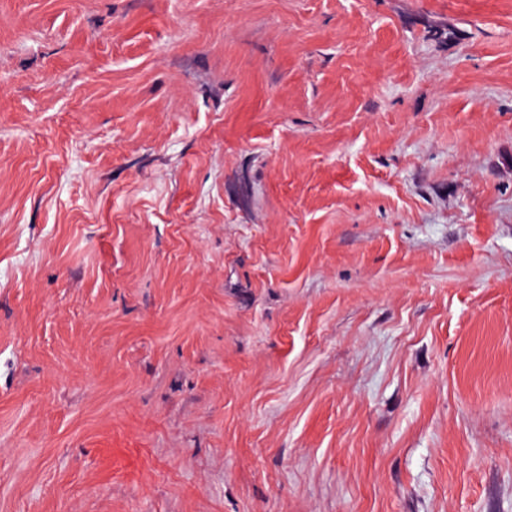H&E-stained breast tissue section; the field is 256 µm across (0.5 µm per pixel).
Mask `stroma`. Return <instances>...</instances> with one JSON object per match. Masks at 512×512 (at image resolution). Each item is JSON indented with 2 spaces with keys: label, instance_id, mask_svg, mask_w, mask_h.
I'll use <instances>...</instances> for the list:
<instances>
[{
  "label": "stroma",
  "instance_id": "1",
  "mask_svg": "<svg viewBox=\"0 0 512 512\" xmlns=\"http://www.w3.org/2000/svg\"><path fill=\"white\" fill-rule=\"evenodd\" d=\"M0 512H512V0H0Z\"/></svg>",
  "mask_w": 512,
  "mask_h": 512
}]
</instances>
